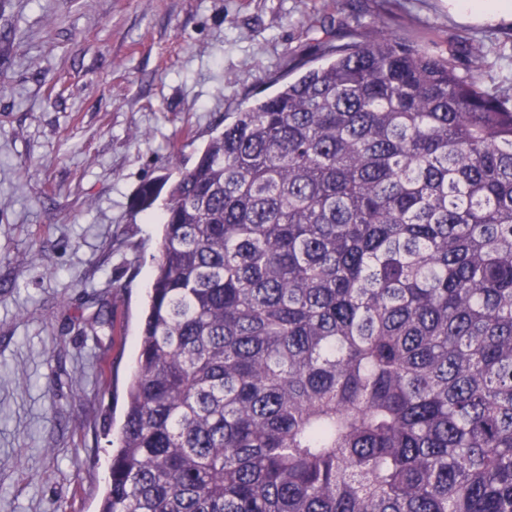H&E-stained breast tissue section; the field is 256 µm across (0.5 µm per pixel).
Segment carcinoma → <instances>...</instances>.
I'll use <instances>...</instances> for the list:
<instances>
[{
    "label": "carcinoma",
    "instance_id": "carcinoma-1",
    "mask_svg": "<svg viewBox=\"0 0 512 512\" xmlns=\"http://www.w3.org/2000/svg\"><path fill=\"white\" fill-rule=\"evenodd\" d=\"M168 187L99 512H512V78L377 33Z\"/></svg>",
    "mask_w": 512,
    "mask_h": 512
}]
</instances>
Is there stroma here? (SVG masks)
Wrapping results in <instances>:
<instances>
[{"label":"stroma","mask_w":512,"mask_h":512,"mask_svg":"<svg viewBox=\"0 0 512 512\" xmlns=\"http://www.w3.org/2000/svg\"><path fill=\"white\" fill-rule=\"evenodd\" d=\"M376 29L512 74V20L448 0H0V512L99 510L158 256L141 184Z\"/></svg>","instance_id":"stroma-1"}]
</instances>
